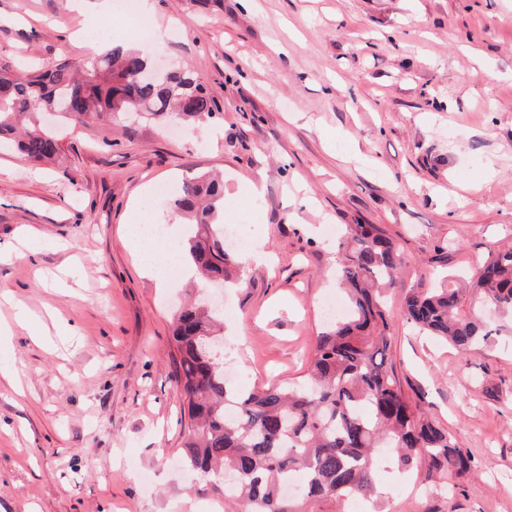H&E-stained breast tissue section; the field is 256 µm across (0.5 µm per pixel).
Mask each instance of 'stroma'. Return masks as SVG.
Instances as JSON below:
<instances>
[{
  "instance_id": "obj_1",
  "label": "stroma",
  "mask_w": 512,
  "mask_h": 512,
  "mask_svg": "<svg viewBox=\"0 0 512 512\" xmlns=\"http://www.w3.org/2000/svg\"><path fill=\"white\" fill-rule=\"evenodd\" d=\"M160 43L112 11L116 42L191 70L213 116L191 126L120 117L54 122L55 161L0 148V291L33 315L0 362V512H224L177 464L187 434L169 337L197 277L157 287L128 237L167 222L171 191L224 177L221 223L268 256H234L224 291L227 378L304 382L348 225L376 224L405 257L390 361L406 395L474 457L461 490L376 463L382 512H512V349L462 353L406 323L434 269L470 274L512 245V0H154ZM70 0H0V65L89 58ZM494 79H487V72ZM263 186L252 195L250 182ZM151 187V204L136 203ZM37 234L23 238V227ZM78 334L45 341L53 319ZM191 503H183L185 487Z\"/></svg>"
}]
</instances>
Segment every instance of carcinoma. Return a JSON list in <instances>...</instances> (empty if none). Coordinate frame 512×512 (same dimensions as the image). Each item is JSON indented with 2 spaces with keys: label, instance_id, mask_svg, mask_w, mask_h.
Returning a JSON list of instances; mask_svg holds the SVG:
<instances>
[{
  "label": "carcinoma",
  "instance_id": "cac0c4a2",
  "mask_svg": "<svg viewBox=\"0 0 512 512\" xmlns=\"http://www.w3.org/2000/svg\"><path fill=\"white\" fill-rule=\"evenodd\" d=\"M149 62L142 51L113 45L81 72L66 63L31 73L0 66V142L11 140L34 161L59 153L55 134L38 119L59 112L112 118L138 106L144 118L199 121L213 114L190 71L154 84L136 81ZM224 183L202 176L183 186L175 211L195 235L183 252L205 281L233 278L224 248ZM404 263L402 251L375 224H350L339 245L338 285L349 310L316 338L305 382L240 392L224 377V352L204 349L218 337L209 310L187 302L174 317L171 347L189 424L182 461L194 480L224 493L228 512H312L323 499L376 496L373 460L381 448L401 470L422 469L448 484L470 475L474 458L455 435L411 401L389 363L387 294ZM492 305L512 318V246L489 253L476 281L444 278L437 288H411L402 313L420 332L461 352L494 346L511 326L490 328ZM294 475L302 482L287 494Z\"/></svg>",
  "mask_w": 512,
  "mask_h": 512
}]
</instances>
